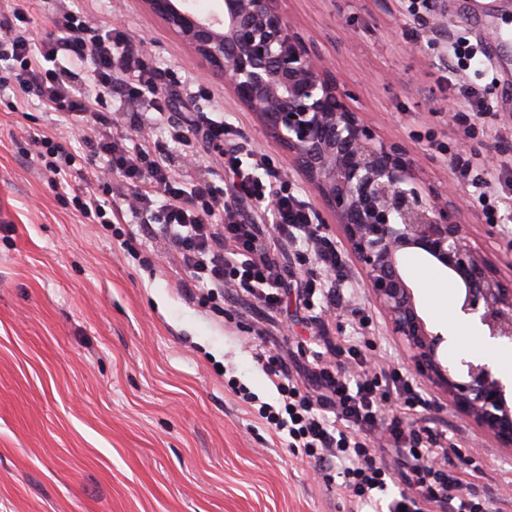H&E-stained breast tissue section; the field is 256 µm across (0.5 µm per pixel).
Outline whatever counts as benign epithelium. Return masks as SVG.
<instances>
[{"label": "benign epithelium", "instance_id": "7a95c632", "mask_svg": "<svg viewBox=\"0 0 512 512\" xmlns=\"http://www.w3.org/2000/svg\"><path fill=\"white\" fill-rule=\"evenodd\" d=\"M184 40L206 73L219 75L253 112L273 146L288 153L323 213L313 238L334 223L391 335L435 401L461 411L484 434L512 447V402L479 358L442 363L444 337L428 330L404 269L412 250L459 290V314L488 338L512 344V279L476 246L455 192L427 185L406 150L380 138L348 104L333 66L288 21L281 0H142Z\"/></svg>", "mask_w": 512, "mask_h": 512}]
</instances>
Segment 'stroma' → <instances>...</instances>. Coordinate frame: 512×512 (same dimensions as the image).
<instances>
[{
	"label": "stroma",
	"mask_w": 512,
	"mask_h": 512,
	"mask_svg": "<svg viewBox=\"0 0 512 512\" xmlns=\"http://www.w3.org/2000/svg\"><path fill=\"white\" fill-rule=\"evenodd\" d=\"M292 25L332 62L336 78L379 135L402 144L424 180L454 189L467 204L473 242L512 278V198L486 220L452 156L467 150L490 180L512 158V65L495 83L459 71L490 107L465 137L469 97L442 76L448 39L461 34L495 53L496 28L512 26V0H282ZM98 26L126 29L149 66L175 72V120L204 113L224 120L225 147L265 155L310 209L313 190L289 173L288 156L271 146L256 117L222 77L200 76L193 50L141 0H96ZM0 89V512H349L337 466L315 470L251 412L242 391L276 402L254 352L257 334L296 357L321 328L364 336L373 364L399 370L420 395L428 390L370 299L354 259L343 251L347 303L312 318L304 288L329 279L313 246L277 242L274 257L287 289L271 311L228 288L208 299L189 293L185 274L132 215L106 229L63 204L48 185L31 137L58 134L56 113L37 98L17 111ZM190 174L234 190L205 127H192ZM417 304L431 331L443 334L448 364L479 356V326L456 313L440 271L407 258ZM423 423L447 436L482 468L477 490L512 501V450L458 411L428 404Z\"/></svg>",
	"instance_id": "stroma-1"
}]
</instances>
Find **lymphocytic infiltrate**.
<instances>
[{
	"mask_svg": "<svg viewBox=\"0 0 512 512\" xmlns=\"http://www.w3.org/2000/svg\"><path fill=\"white\" fill-rule=\"evenodd\" d=\"M36 5L59 13L67 36L34 46L28 24ZM5 12L16 24L0 38V69L6 73L0 85L16 95L38 97L59 111L69 131L79 130L89 116L96 124L93 134L82 137L98 161L93 169L55 137L33 138L52 187L82 217L96 216L104 225L113 198L121 194L112 176L120 174L135 189L126 202L128 211L174 248L192 283L212 289L233 285L275 308L282 286L279 266L261 241L262 228L245 218L243 206L272 200L275 228L284 241L308 239L309 214L286 184L263 177L264 157L248 162L229 157L235 201H224L212 184L190 182L156 160L154 141L134 143L113 133L112 119L102 111L104 103L119 101L162 116L173 104L167 90L176 81L173 73L149 67L123 32L96 27L82 0H0V13ZM343 343L342 352L357 365V373L331 367L316 351L306 389L279 353L261 350L257 358L279 401L260 403L246 392L243 402L257 404L259 417L289 447L302 449L314 468L339 463L340 488L356 506L379 501L397 482L401 488L387 502V512H428L429 504L442 502L448 512H491L489 501L465 489L468 473L479 470L476 461L464 455L447 470L436 469L439 437L412 430L405 419L393 418L387 436L394 447L409 442L404 470L392 471L374 459L363 432L377 425L386 406L401 401L411 410L422 399L397 373L371 367L351 337Z\"/></svg>",
	"mask_w": 512,
	"mask_h": 512,
	"instance_id": "1",
	"label": "lymphocytic infiltrate"
}]
</instances>
